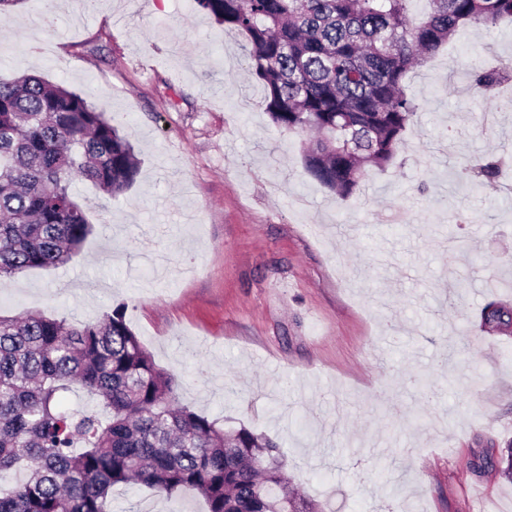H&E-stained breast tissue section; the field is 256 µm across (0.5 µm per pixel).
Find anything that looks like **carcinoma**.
I'll list each match as a JSON object with an SVG mask.
<instances>
[{
	"label": "carcinoma",
	"mask_w": 512,
	"mask_h": 512,
	"mask_svg": "<svg viewBox=\"0 0 512 512\" xmlns=\"http://www.w3.org/2000/svg\"><path fill=\"white\" fill-rule=\"evenodd\" d=\"M246 39V59L272 124L312 132L308 174L342 199L392 165L419 105L409 72L459 32L512 22V0H195ZM483 95L512 83V64L468 74ZM138 161L115 118L62 84L0 79V279L66 264L94 231L75 179L114 198ZM499 158L460 174L472 191ZM483 324L512 325L493 302ZM99 410H63L74 387ZM119 305L96 321L40 311L0 315V512H112V488L137 482L171 495L196 490L208 512H314L289 490L279 446L179 403Z\"/></svg>",
	"instance_id": "carcinoma-1"
}]
</instances>
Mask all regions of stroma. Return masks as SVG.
Masks as SVG:
<instances>
[{"label":"stroma","instance_id":"obj_1","mask_svg":"<svg viewBox=\"0 0 512 512\" xmlns=\"http://www.w3.org/2000/svg\"><path fill=\"white\" fill-rule=\"evenodd\" d=\"M245 44L193 0H21L0 18V77L76 91L140 160L115 199L73 181L96 231L66 265L0 280V314L125 305L181 404L273 439L321 512H512V483L471 470L512 442V329L480 317L512 309V194L458 184L471 158L512 159V112L460 80L512 61V25L409 73L405 144L346 200L270 123ZM206 509L189 489L112 494L113 512ZM481 318L483 324L487 326L509 327L512 325V310L491 302L482 309Z\"/></svg>","mask_w":512,"mask_h":512}]
</instances>
